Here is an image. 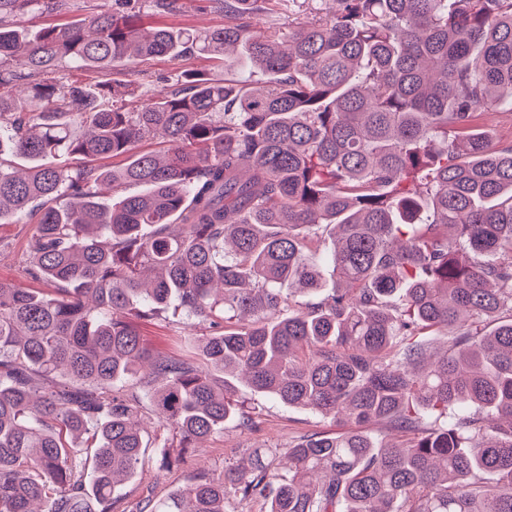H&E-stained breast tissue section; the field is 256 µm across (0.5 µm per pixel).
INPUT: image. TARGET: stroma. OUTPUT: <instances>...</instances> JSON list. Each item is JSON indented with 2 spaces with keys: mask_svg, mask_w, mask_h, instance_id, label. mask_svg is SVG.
<instances>
[{
  "mask_svg": "<svg viewBox=\"0 0 512 512\" xmlns=\"http://www.w3.org/2000/svg\"><path fill=\"white\" fill-rule=\"evenodd\" d=\"M144 25L163 24L176 29L208 30L223 26L224 15L213 9H202L200 0H183V9L174 15L143 16ZM129 68L143 71L151 91H159L174 73L185 70L219 71L216 62H204L195 58L174 59L168 56L146 61L132 60ZM37 215H29L18 223L0 224V281L10 282L34 291L46 292L50 286L30 275L27 244L36 229ZM139 331L152 352L170 358L199 362L196 348L198 330L186 328L175 317L158 318L141 322ZM140 427L144 444V456L135 476L126 481L119 491L120 501L115 512H138L144 503H158L167 495L186 484L198 470L220 472L228 461H247L256 448L287 447L291 441L312 433L336 430L335 423L303 408L291 407L279 402L269 403L267 412L258 428L252 431L237 423L225 425L221 436L207 441L181 467L163 470L159 461L163 455L160 446L163 431L152 411L149 397L141 399Z\"/></svg>",
  "mask_w": 512,
  "mask_h": 512,
  "instance_id": "obj_1",
  "label": "stroma"
}]
</instances>
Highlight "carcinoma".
<instances>
[{
    "mask_svg": "<svg viewBox=\"0 0 512 512\" xmlns=\"http://www.w3.org/2000/svg\"><path fill=\"white\" fill-rule=\"evenodd\" d=\"M71 2L0 0V224L41 213L27 252L54 290L0 282V512H112L141 465L133 379L165 469L235 416L257 428L263 404L214 370L344 429L140 512H512V144L473 132L512 112V0H332L266 28L300 0H208L225 22L204 32L142 27L181 0H112L15 25ZM232 47L261 84L187 70L149 95L116 69ZM156 135L164 156L136 151ZM327 228L328 289L308 255ZM171 304L224 329L197 339L205 367L147 349L136 323ZM436 330L447 349L422 369ZM378 422L406 445L374 443ZM111 0H77L74 9L68 14L29 15L24 18L27 25L41 26L50 23H63L80 17L90 11H106L111 8Z\"/></svg>",
    "mask_w": 512,
    "mask_h": 512,
    "instance_id": "obj_1",
    "label": "carcinoma"
}]
</instances>
